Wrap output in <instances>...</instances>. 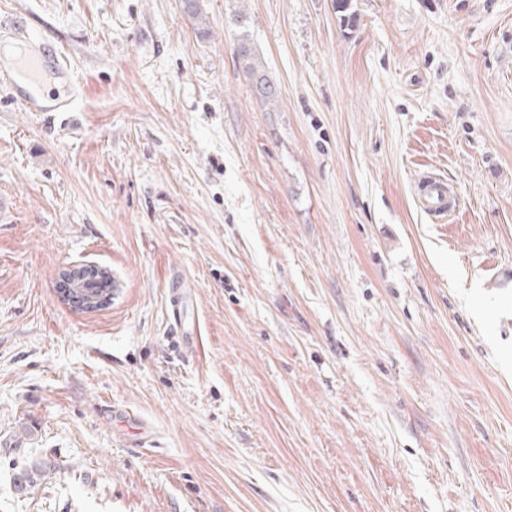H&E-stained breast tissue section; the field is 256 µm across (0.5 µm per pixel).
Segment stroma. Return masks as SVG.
<instances>
[{
    "label": "stroma",
    "instance_id": "1",
    "mask_svg": "<svg viewBox=\"0 0 512 512\" xmlns=\"http://www.w3.org/2000/svg\"><path fill=\"white\" fill-rule=\"evenodd\" d=\"M201 8L0 0L76 83L0 86V512H512V0ZM235 55L239 67L250 80L252 87L261 100L272 103L278 97L276 86L265 74V69L257 48L242 35L236 45ZM419 189L422 206L432 215L445 217L449 210L457 206L456 195L440 179L427 177L421 182ZM70 274L64 277V281L66 282L67 288H74L78 293L74 294L72 300L77 303L78 307L83 308L87 304L97 303L98 300H100V297L93 296L89 289H75V288H81V285L84 283H90L92 281H95L97 279L98 271L91 268L87 270L79 269L76 275L73 273V269L69 270ZM79 282L74 285V282ZM98 305V303H97Z\"/></svg>",
    "mask_w": 512,
    "mask_h": 512
}]
</instances>
